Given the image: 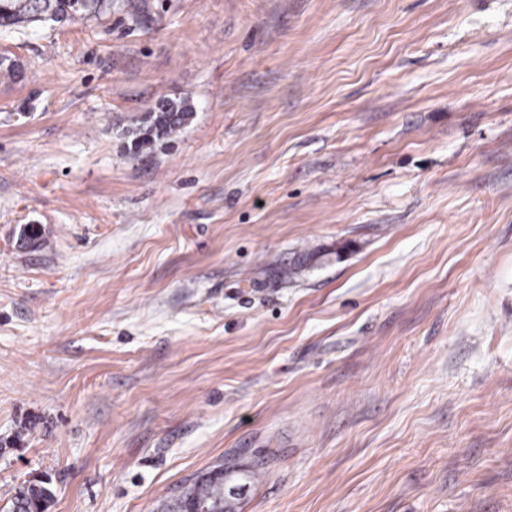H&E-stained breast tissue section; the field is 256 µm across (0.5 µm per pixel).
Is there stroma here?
I'll return each instance as SVG.
<instances>
[{
	"mask_svg": "<svg viewBox=\"0 0 512 512\" xmlns=\"http://www.w3.org/2000/svg\"><path fill=\"white\" fill-rule=\"evenodd\" d=\"M126 2L0 28V512H512V0ZM191 107L184 103L164 102L158 105L157 112L145 118L143 126L132 142V148L139 150L143 145L169 137L180 130L191 116ZM253 477L254 473L249 470H225L224 473V468L217 467L196 482L185 496L167 504L165 509L168 512H194L190 509L200 507L208 512H234L241 495L233 497L232 486L246 489ZM46 482L29 483L18 489L13 502V512H30L34 507L46 512L53 497L51 489Z\"/></svg>",
	"mask_w": 512,
	"mask_h": 512,
	"instance_id": "1",
	"label": "stroma"
}]
</instances>
